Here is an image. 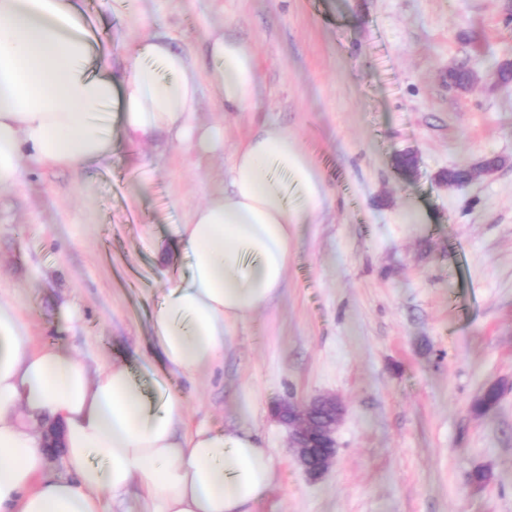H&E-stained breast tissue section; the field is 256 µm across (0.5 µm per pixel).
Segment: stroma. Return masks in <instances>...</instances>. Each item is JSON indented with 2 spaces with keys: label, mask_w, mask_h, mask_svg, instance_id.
<instances>
[{
  "label": "stroma",
  "mask_w": 512,
  "mask_h": 512,
  "mask_svg": "<svg viewBox=\"0 0 512 512\" xmlns=\"http://www.w3.org/2000/svg\"><path fill=\"white\" fill-rule=\"evenodd\" d=\"M114 66L160 28L199 73L213 31L255 53L260 109L226 112L202 87L195 122L222 149L133 145L80 171L23 159L0 188V299L36 345L91 366L166 373L151 318L188 262L175 225L227 185L261 125L311 157L326 201L298 225L286 284L236 326L224 363L167 375L185 428L245 426L269 448L273 485L256 512H512V0H85ZM471 69L464 90L448 72ZM412 155L413 172L396 160ZM499 167L483 172L487 157ZM467 168L462 184L445 179ZM500 390L489 412L473 405ZM333 394L345 414L335 465L305 476L276 404ZM484 470L485 484L473 480Z\"/></svg>",
  "instance_id": "stroma-1"
}]
</instances>
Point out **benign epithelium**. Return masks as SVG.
<instances>
[{
	"label": "benign epithelium",
	"mask_w": 512,
	"mask_h": 512,
	"mask_svg": "<svg viewBox=\"0 0 512 512\" xmlns=\"http://www.w3.org/2000/svg\"><path fill=\"white\" fill-rule=\"evenodd\" d=\"M280 413L291 430V450L298 464L312 477L323 474L336 456L334 434L342 415L340 402L334 396H318L303 403L288 399Z\"/></svg>",
	"instance_id": "obj_1"
}]
</instances>
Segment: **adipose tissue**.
I'll use <instances>...</instances> for the list:
<instances>
[{"mask_svg": "<svg viewBox=\"0 0 512 512\" xmlns=\"http://www.w3.org/2000/svg\"><path fill=\"white\" fill-rule=\"evenodd\" d=\"M209 84L223 111L259 109L253 51L210 36ZM200 84L191 58L162 32L114 69L78 0H0V187L30 159L77 169L112 153V126L133 144L167 134L206 151L224 131L193 123ZM326 195L296 138L263 128L230 163L229 185L177 225L188 272L165 284L152 316L154 353L192 378L220 366L224 338L285 286L296 227ZM186 399L164 378L143 389L128 363L90 367L74 351L38 347L17 306L0 301V512H254L273 482L270 453L243 428L184 431ZM62 428L51 466L42 429Z\"/></svg>", "mask_w": 512, "mask_h": 512, "instance_id": "obj_1", "label": "adipose tissue"}]
</instances>
